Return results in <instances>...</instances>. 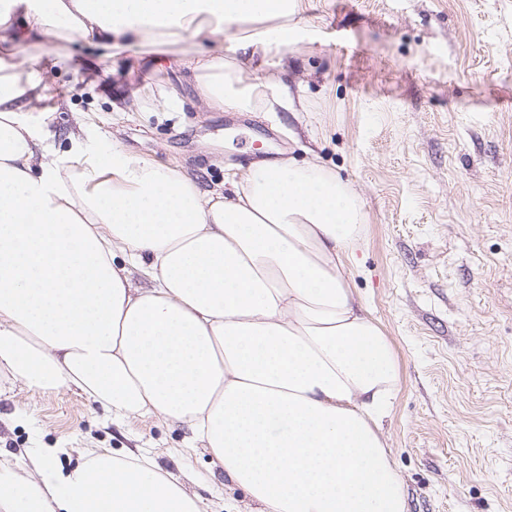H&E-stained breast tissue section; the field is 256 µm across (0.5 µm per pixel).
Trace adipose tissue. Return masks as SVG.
<instances>
[{
    "label": "adipose tissue",
    "instance_id": "ef3b65f1",
    "mask_svg": "<svg viewBox=\"0 0 512 512\" xmlns=\"http://www.w3.org/2000/svg\"><path fill=\"white\" fill-rule=\"evenodd\" d=\"M304 0H0V38L181 47L207 106L298 110L254 67L297 45ZM248 33H241V26ZM239 29L245 59L212 39ZM41 79L0 57V374L75 390L112 419L186 425L260 512H407L384 435L392 348L349 284L363 205L335 174L256 161L220 191L72 137L62 171L31 113ZM147 287L133 286L132 271ZM0 456V512H207L152 458Z\"/></svg>",
    "mask_w": 512,
    "mask_h": 512
}]
</instances>
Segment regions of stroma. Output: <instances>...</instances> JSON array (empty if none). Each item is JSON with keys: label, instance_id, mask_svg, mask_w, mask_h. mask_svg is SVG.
I'll use <instances>...</instances> for the list:
<instances>
[{"label": "stroma", "instance_id": "35a3bbf8", "mask_svg": "<svg viewBox=\"0 0 512 512\" xmlns=\"http://www.w3.org/2000/svg\"><path fill=\"white\" fill-rule=\"evenodd\" d=\"M300 25L260 76L306 111L211 109L176 55L50 39L67 63L42 72L33 116L64 165L81 127L100 160L122 148L204 191L264 156L335 171L365 215L350 284L398 362L385 436L408 512H512V0H305ZM188 435L0 384L1 454L141 451L210 512H257L204 449L179 455Z\"/></svg>", "mask_w": 512, "mask_h": 512}]
</instances>
